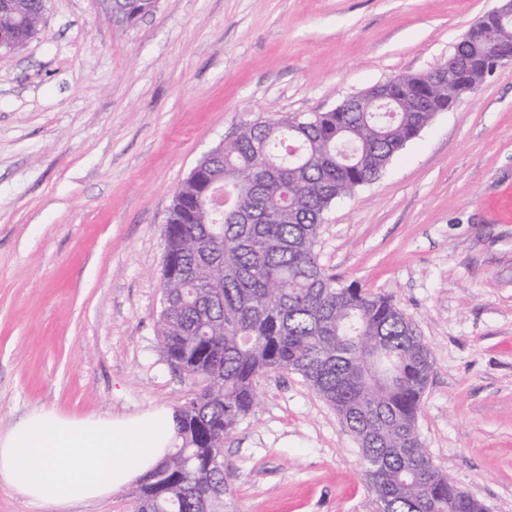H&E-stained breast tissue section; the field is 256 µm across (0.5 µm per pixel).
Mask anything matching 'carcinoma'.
Here are the masks:
<instances>
[{
    "label": "carcinoma",
    "mask_w": 512,
    "mask_h": 512,
    "mask_svg": "<svg viewBox=\"0 0 512 512\" xmlns=\"http://www.w3.org/2000/svg\"><path fill=\"white\" fill-rule=\"evenodd\" d=\"M157 0H106L119 24L150 14ZM45 0H0V51L38 32ZM512 48V17L493 23ZM440 63L457 79L417 101L399 84L360 112L288 114L220 142L176 187L164 231L158 348L200 385L174 410L179 442L139 486L137 512H220L230 474L215 465L224 439L250 414L256 378L299 374L356 437L375 512H486L440 472L417 418L432 372L430 350L392 301L342 286L314 246L333 202L378 178L434 114L451 108L496 70L481 42H459ZM233 196L219 215L205 181Z\"/></svg>",
    "instance_id": "cac0c4a2"
}]
</instances>
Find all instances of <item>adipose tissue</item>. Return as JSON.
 <instances>
[{
  "label": "adipose tissue",
  "instance_id": "ef3b65f1",
  "mask_svg": "<svg viewBox=\"0 0 512 512\" xmlns=\"http://www.w3.org/2000/svg\"><path fill=\"white\" fill-rule=\"evenodd\" d=\"M176 433L167 407L85 418L35 411L0 435V478L34 501L94 500L146 477Z\"/></svg>",
  "mask_w": 512,
  "mask_h": 512
}]
</instances>
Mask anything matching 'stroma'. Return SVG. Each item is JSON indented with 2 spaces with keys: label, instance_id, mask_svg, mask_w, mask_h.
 Listing matches in <instances>:
<instances>
[{
  "label": "stroma",
  "instance_id": "35a3bbf8",
  "mask_svg": "<svg viewBox=\"0 0 512 512\" xmlns=\"http://www.w3.org/2000/svg\"><path fill=\"white\" fill-rule=\"evenodd\" d=\"M497 4L158 0L120 25L99 0H47L37 35L0 54V433L38 409L188 401L156 348L173 190L244 126L431 71ZM314 251L411 322L433 364L417 419L433 464L512 512V62L336 200ZM256 388L224 441L230 512H373L335 410L288 370ZM137 491L33 502L0 479V512H135Z\"/></svg>",
  "mask_w": 512,
  "mask_h": 512
}]
</instances>
